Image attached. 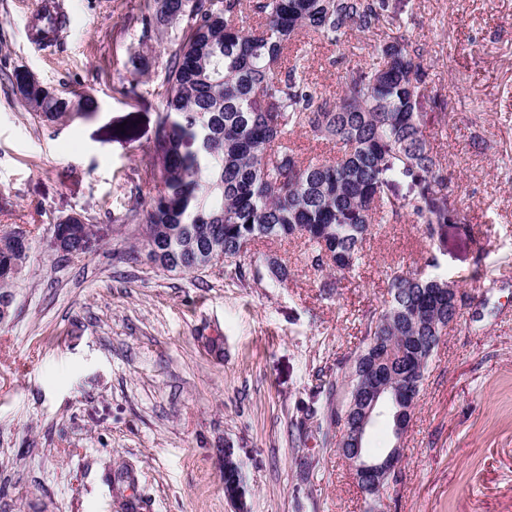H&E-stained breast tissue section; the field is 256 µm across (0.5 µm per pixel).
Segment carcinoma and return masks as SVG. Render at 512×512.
Masks as SVG:
<instances>
[{
    "mask_svg": "<svg viewBox=\"0 0 512 512\" xmlns=\"http://www.w3.org/2000/svg\"><path fill=\"white\" fill-rule=\"evenodd\" d=\"M390 15V0H153L141 14L142 37L170 28L164 66L163 112L153 145L162 188L146 203L142 245L167 272L210 267L212 255L238 259L257 239H304L316 270L348 272L359 265L375 224L403 216L432 241L463 221L449 203L454 188L423 126L427 62L405 38L375 47L377 62L350 71L337 98L317 92L303 76L302 37L342 49L351 31L370 32ZM14 94L46 122L88 116L92 93L65 97L25 72ZM302 131L342 149L335 162L303 160L290 137ZM408 179L411 192L389 197L384 187ZM67 238L78 255L95 250L92 225L75 220ZM28 259L17 235L0 234V306ZM441 276L395 271L391 300L372 313L363 346L351 362L387 373L392 388L422 382L439 337L448 331V288ZM356 368L323 389L318 429L350 426ZM400 406L381 397L372 420L392 421Z\"/></svg>",
    "mask_w": 512,
    "mask_h": 512,
    "instance_id": "carcinoma-1",
    "label": "carcinoma"
}]
</instances>
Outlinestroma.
<instances>
[{
  "instance_id": "obj_1",
  "label": "stroma",
  "mask_w": 512,
  "mask_h": 512,
  "mask_svg": "<svg viewBox=\"0 0 512 512\" xmlns=\"http://www.w3.org/2000/svg\"><path fill=\"white\" fill-rule=\"evenodd\" d=\"M37 2L0 0V81L27 71L66 96L91 91L97 107L48 123L0 85V231L26 229L31 244L0 322V512H232L228 447L251 512H367L307 412L394 270L445 276L462 307L378 508L512 512V0H392L399 24L353 33L340 52L308 47L307 75L329 97L373 45L402 35L420 49L426 133L466 217L431 243L407 218L375 226L334 288L299 240L251 246L287 265L282 283L238 281L228 262L187 274L148 262L168 36L140 42L144 0H62L69 28L37 46ZM73 215L96 251L50 252L53 226Z\"/></svg>"
}]
</instances>
